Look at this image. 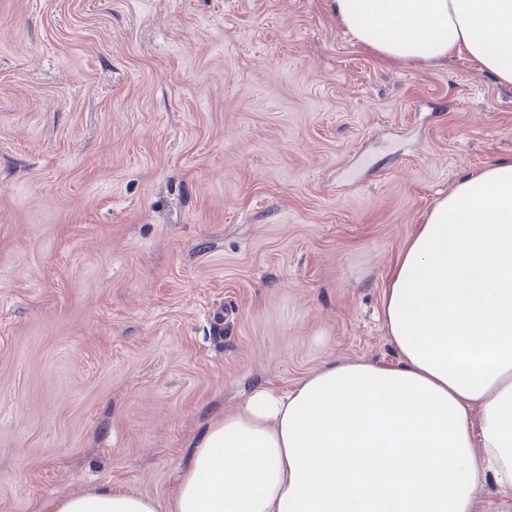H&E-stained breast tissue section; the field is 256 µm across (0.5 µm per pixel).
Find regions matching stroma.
Wrapping results in <instances>:
<instances>
[{"label":"stroma","mask_w":512,"mask_h":512,"mask_svg":"<svg viewBox=\"0 0 512 512\" xmlns=\"http://www.w3.org/2000/svg\"><path fill=\"white\" fill-rule=\"evenodd\" d=\"M512 86L354 42L330 0H0V512H168L255 386L396 352L384 282ZM45 512H159L152 499L117 485H104L51 501Z\"/></svg>","instance_id":"1"}]
</instances>
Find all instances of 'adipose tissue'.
<instances>
[{
	"label": "adipose tissue",
	"instance_id": "obj_1",
	"mask_svg": "<svg viewBox=\"0 0 512 512\" xmlns=\"http://www.w3.org/2000/svg\"><path fill=\"white\" fill-rule=\"evenodd\" d=\"M350 37L410 64L466 55L512 84V0H331ZM398 360L254 387L194 443L171 512H512V159L464 174L387 277ZM503 489L483 502L479 482ZM45 512H158L104 485Z\"/></svg>",
	"mask_w": 512,
	"mask_h": 512
}]
</instances>
